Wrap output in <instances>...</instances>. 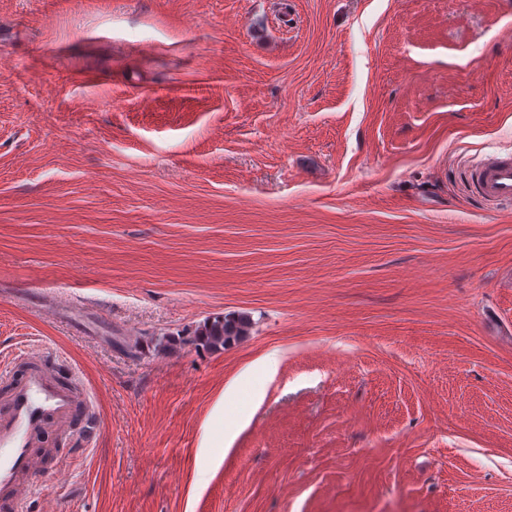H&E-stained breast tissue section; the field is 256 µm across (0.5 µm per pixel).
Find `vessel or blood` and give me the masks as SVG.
<instances>
[{
  "instance_id": "obj_1",
  "label": "vessel or blood",
  "mask_w": 512,
  "mask_h": 512,
  "mask_svg": "<svg viewBox=\"0 0 512 512\" xmlns=\"http://www.w3.org/2000/svg\"><path fill=\"white\" fill-rule=\"evenodd\" d=\"M478 195L493 204H512V159H488L475 168ZM0 512H22L24 491L35 472L50 429L58 423L85 424L89 395L41 367L19 369L17 361L0 364Z\"/></svg>"
}]
</instances>
